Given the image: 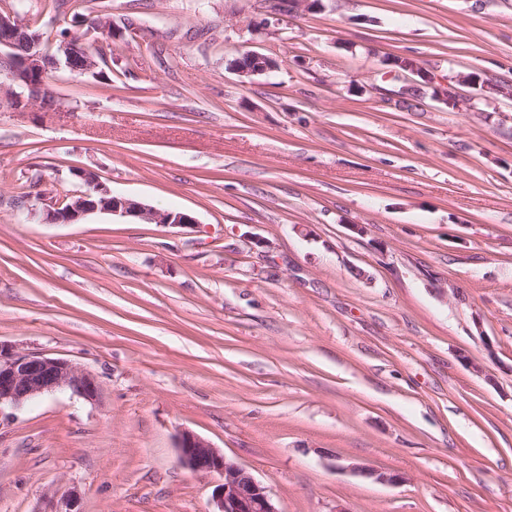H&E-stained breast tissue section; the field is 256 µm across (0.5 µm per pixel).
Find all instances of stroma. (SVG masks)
<instances>
[{
    "instance_id": "stroma-1",
    "label": "stroma",
    "mask_w": 512,
    "mask_h": 512,
    "mask_svg": "<svg viewBox=\"0 0 512 512\" xmlns=\"http://www.w3.org/2000/svg\"><path fill=\"white\" fill-rule=\"evenodd\" d=\"M27 4L47 51H112L50 81V116L13 109L0 55V344L100 397L0 415V512H210L185 429L282 512H512V100L410 105L386 64L512 83V0H84L114 43ZM73 167L196 222L30 217Z\"/></svg>"
}]
</instances>
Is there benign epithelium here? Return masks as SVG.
Here are the masks:
<instances>
[{
  "mask_svg": "<svg viewBox=\"0 0 512 512\" xmlns=\"http://www.w3.org/2000/svg\"><path fill=\"white\" fill-rule=\"evenodd\" d=\"M313 4V0H276L269 5V14L292 16ZM22 24L18 17L0 14V51H7L10 59L9 75L14 83L41 97L45 113L58 111L54 99L44 90L42 76L52 68H60L72 53L71 38L65 37L57 53L44 51L38 42L31 43L28 51L15 54ZM485 100L495 95L511 98L512 86L501 83L482 85ZM82 181L83 188L76 194L45 193L40 190L32 195L34 204L29 215H46L55 224H75L96 212L136 218L147 223L185 228L196 223L195 218L182 213L158 211L141 202L119 198L91 172L71 171ZM67 388L83 399L92 402L100 395V386L90 372L77 368L69 361L37 353H19L0 344V412L18 408L40 396ZM178 462L192 472L216 474L221 478L212 494L215 512H282L268 490L242 465L228 459L209 442L190 431L178 439ZM353 471L379 483L393 484L404 479L395 473L357 466Z\"/></svg>",
  "mask_w": 512,
  "mask_h": 512,
  "instance_id": "1",
  "label": "benign epithelium"
}]
</instances>
